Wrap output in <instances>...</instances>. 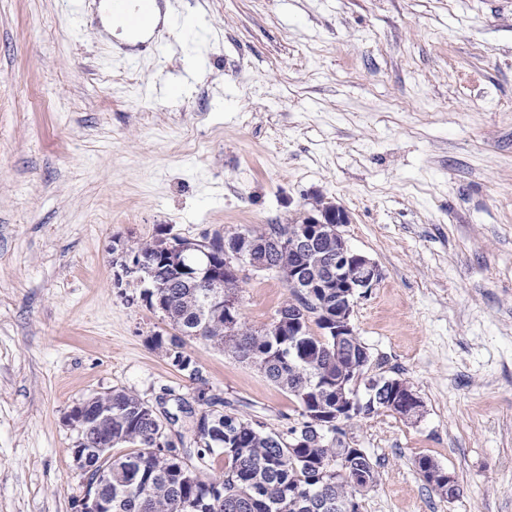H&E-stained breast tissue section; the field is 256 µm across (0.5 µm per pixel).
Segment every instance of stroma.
<instances>
[{"label": "stroma", "instance_id": "1", "mask_svg": "<svg viewBox=\"0 0 512 512\" xmlns=\"http://www.w3.org/2000/svg\"><path fill=\"white\" fill-rule=\"evenodd\" d=\"M161 2L132 50L102 0H0V512H76L75 404L194 397L113 247L298 224L317 196L382 271L351 316L369 374L423 404L348 427L379 474L360 512H512V0ZM288 297L242 270L248 324ZM186 351L240 414L297 417L255 367ZM417 468L423 477V479L426 481L428 485H430L437 493H439L442 497L444 496L443 493L439 491L437 487H435L433 484H431L429 474L430 471H439V470H445L442 468L436 461H434L431 457L428 456H422L419 457L416 461ZM446 472H440V473H434L432 475L433 482H436V480H439L441 483H444V480L442 478L448 477V482L445 484V489H448V495L445 494V496H448V498L453 499L457 496L458 490L456 488V484L454 481V477L451 473L448 472V470H445ZM438 482V485L441 487L442 485Z\"/></svg>", "mask_w": 512, "mask_h": 512}]
</instances>
